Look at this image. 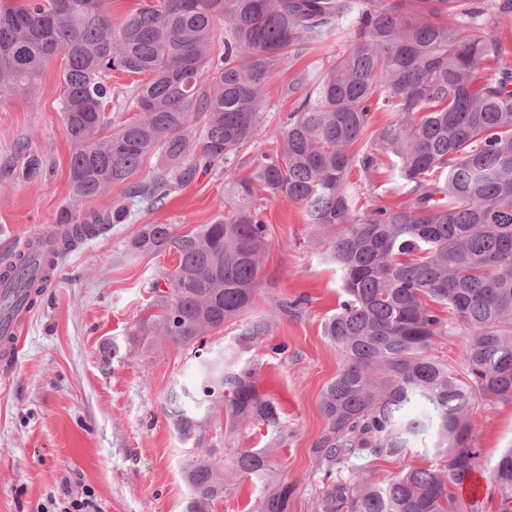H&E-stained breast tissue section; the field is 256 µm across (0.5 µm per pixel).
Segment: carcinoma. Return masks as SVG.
Listing matches in <instances>:
<instances>
[{"instance_id":"obj_1","label":"carcinoma","mask_w":512,"mask_h":512,"mask_svg":"<svg viewBox=\"0 0 512 512\" xmlns=\"http://www.w3.org/2000/svg\"><path fill=\"white\" fill-rule=\"evenodd\" d=\"M55 2L0 3V97L32 96L47 62L63 56L73 194L121 195L109 211L60 219L62 252L124 223L127 201L159 206L198 171L224 166L223 216L184 235L144 224L127 244L177 257L129 343L195 348L240 318L260 294L267 225L257 192L300 203L344 293L323 327L343 364L322 390L325 428L312 448L320 512H458L454 490L481 469L470 416L490 396L512 398V53L496 25L512 18V0H154L117 25L106 0ZM349 18L353 47L281 87L293 104L281 149L257 156L246 176L230 170L261 129L265 80ZM114 72L147 76L125 101L139 116L116 125L106 112L119 101ZM378 101L396 118L362 152ZM380 155L408 201L357 214L348 173L356 162L378 169ZM154 157L158 172L132 180ZM19 268L25 297L38 299L37 259ZM442 309L467 335L459 370L433 355L448 334ZM268 330L246 323L237 342L257 344ZM256 379L254 364L219 353L199 363L195 386L170 390L165 412L192 443L185 512H214L246 480L263 488L251 512H288L293 487L271 480V449L208 436L223 421L281 428V407ZM428 434L434 466L403 465L382 483L359 464L400 461ZM489 481L497 512H512V448Z\"/></svg>"}]
</instances>
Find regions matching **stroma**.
Segmentation results:
<instances>
[{"mask_svg": "<svg viewBox=\"0 0 512 512\" xmlns=\"http://www.w3.org/2000/svg\"><path fill=\"white\" fill-rule=\"evenodd\" d=\"M354 21L320 47L293 58L267 79L261 132L234 166L274 149L275 130L291 110L281 84L352 44ZM62 57L48 62L35 95L0 99V257L14 241L67 212L110 209L107 193L75 198L70 184V142L61 113ZM44 165L30 180L20 172L29 155ZM348 189L357 209L400 207L399 179L380 167L353 166ZM130 217L80 243L61 264L56 284L30 312L16 372L0 378V512H183L188 489L181 476L186 450L164 413L173 387L191 384L197 360L169 342L150 353L128 343L130 326L146 312L151 286L176 265L174 255H136L127 243L145 224H170L184 234L224 213V173L198 172L165 204H129ZM267 244L258 270L261 294L243 319L206 337L205 347L237 356L234 339L244 321L264 320L266 336L247 352L257 367V390L277 401L283 430L225 428L228 448L271 449L279 480L294 487L288 512H318L322 475L312 454L325 420L319 401L342 359L323 325L343 300L341 273L323 242L313 241L301 204L265 201ZM306 296L298 313L284 314V299ZM120 347L118 358L104 346ZM286 351H279V344ZM472 445L485 466L512 447V399L490 398L471 416Z\"/></svg>", "mask_w": 512, "mask_h": 512, "instance_id": "35a3bbf8", "label": "stroma"}]
</instances>
